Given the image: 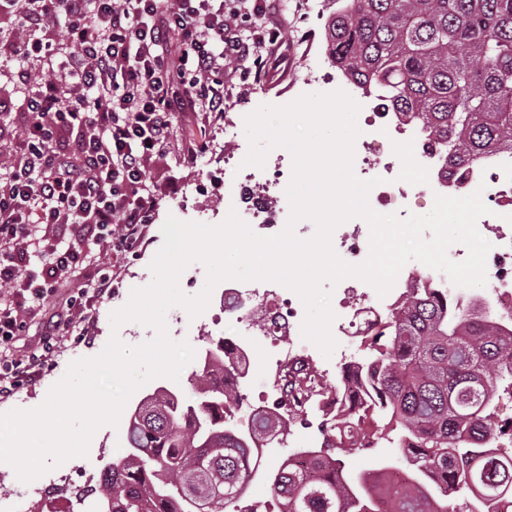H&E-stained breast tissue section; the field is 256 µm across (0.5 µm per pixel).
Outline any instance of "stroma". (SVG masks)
Listing matches in <instances>:
<instances>
[{
	"instance_id": "35a3bbf8",
	"label": "stroma",
	"mask_w": 512,
	"mask_h": 512,
	"mask_svg": "<svg viewBox=\"0 0 512 512\" xmlns=\"http://www.w3.org/2000/svg\"><path fill=\"white\" fill-rule=\"evenodd\" d=\"M319 6L323 17H330L336 9V0H288L287 5H276L272 20L280 32L281 47L277 55L260 49L262 72L248 69L224 78V113L226 118L243 122L249 112L262 105H284L289 98L316 92V85L300 84L305 71V60L293 47L304 30L311 28L307 19L310 6ZM147 176L152 180L157 207L151 216L147 235L137 253L116 254L105 245L93 247L87 261L90 264L108 263L112 266V290L104 300L95 302L89 309L69 307L68 300L84 287L82 276L69 277L62 288L51 291L41 312L29 319L25 331L15 337L8 350L0 352V379H6L8 365L28 358L37 352L47 320L67 311L73 321L83 328L80 336H66L58 343L40 368L41 379L19 385L15 395L0 396V412L14 409L16 396H23L25 408L41 405L50 388L64 375L75 356L98 355L111 334L135 345L146 341L147 329L136 323L124 324L112 330L110 314L122 307L132 289L147 286L152 280L148 268L154 255L163 244L162 226L168 217L184 219L186 212L200 211L210 216L213 223L224 220V160L210 153L196 158L184 155L181 140H173L168 151L153 157L147 163Z\"/></svg>"
}]
</instances>
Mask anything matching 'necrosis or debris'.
Wrapping results in <instances>:
<instances>
[{"mask_svg": "<svg viewBox=\"0 0 512 512\" xmlns=\"http://www.w3.org/2000/svg\"><path fill=\"white\" fill-rule=\"evenodd\" d=\"M353 98L364 115L355 142L354 170L361 179L378 181L369 194L373 210L404 218L416 212L421 197H464L481 192L489 209L488 215L477 221L479 233L491 245L486 272L499 307L498 324L512 331V151L502 150L485 161L452 167L419 123L387 107L381 92L358 90ZM224 140L234 145L224 155V168L232 173L224 181L225 206L235 207L244 221L255 225L258 235L279 233L289 214L285 194L289 168L241 167L246 151L238 143L235 122L225 123ZM332 244L343 260L362 262L369 245L367 223L360 218L343 223L334 231ZM418 281L437 288L450 283L444 273L416 261L401 269L395 285L383 297L357 279L337 284L340 313L332 329L339 342L338 366L353 359L347 337L362 331L369 315L383 316L399 306ZM220 308L224 313V339L236 344L247 372L259 369L279 377L297 363L314 366L312 354L285 345L280 338L284 330L292 336L300 333L303 317L294 292L283 291L275 282L254 281L244 288L228 280L220 295ZM335 410L334 393L308 397L304 403L307 424L301 438L303 448L290 456V464L300 468L312 464L316 449L325 441L319 423ZM106 466V459H99L78 484L64 471L53 482L25 484L12 495L0 497V512H93L94 491Z\"/></svg>", "mask_w": 512, "mask_h": 512, "instance_id": "1", "label": "necrosis or debris"}]
</instances>
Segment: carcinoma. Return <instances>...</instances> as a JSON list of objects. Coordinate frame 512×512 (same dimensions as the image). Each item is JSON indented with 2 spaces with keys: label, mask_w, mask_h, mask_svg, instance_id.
<instances>
[{
  "label": "carcinoma",
  "mask_w": 512,
  "mask_h": 512,
  "mask_svg": "<svg viewBox=\"0 0 512 512\" xmlns=\"http://www.w3.org/2000/svg\"><path fill=\"white\" fill-rule=\"evenodd\" d=\"M331 62L359 88L448 144V162L512 150V0H345L326 29ZM376 356L339 372L343 402L329 426L335 466L281 467L270 484L280 512H504L512 456L489 443L499 379L512 378V335L472 303L414 288L370 341ZM184 393L158 390L127 425L130 452L96 489L106 512H226L257 470L247 438L224 428L239 392L224 339L212 340ZM389 418L408 451V481L390 489L379 464L353 479L339 454L373 445L364 424ZM259 436L287 432L279 419Z\"/></svg>",
  "instance_id": "cac0c4a2"
}]
</instances>
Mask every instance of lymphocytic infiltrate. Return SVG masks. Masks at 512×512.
Wrapping results in <instances>:
<instances>
[{
	"instance_id": "lymphocytic-infiltrate-1",
	"label": "lymphocytic infiltrate",
	"mask_w": 512,
	"mask_h": 512,
	"mask_svg": "<svg viewBox=\"0 0 512 512\" xmlns=\"http://www.w3.org/2000/svg\"><path fill=\"white\" fill-rule=\"evenodd\" d=\"M271 9L269 0H0V22L14 31L0 56L58 60L26 82L19 127L0 125V141L16 144L0 171V349L82 268L90 242L127 253L140 244L156 202L146 159L176 137L184 113L223 112L225 66L279 38ZM44 224L57 236L39 258ZM72 327L58 315L0 394L32 379Z\"/></svg>"
}]
</instances>
